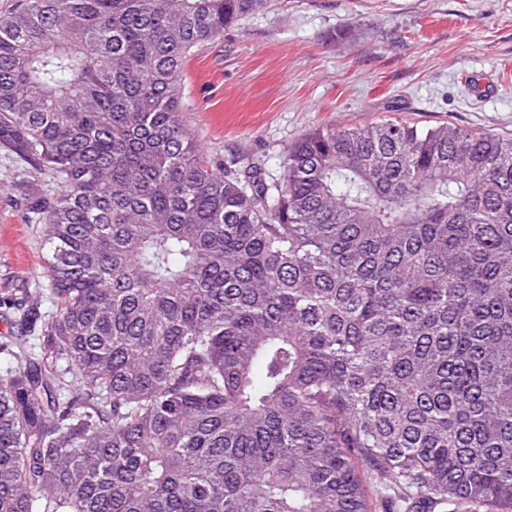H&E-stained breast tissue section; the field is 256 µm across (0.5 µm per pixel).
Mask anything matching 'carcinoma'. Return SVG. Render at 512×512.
Returning a JSON list of instances; mask_svg holds the SVG:
<instances>
[{"mask_svg": "<svg viewBox=\"0 0 512 512\" xmlns=\"http://www.w3.org/2000/svg\"><path fill=\"white\" fill-rule=\"evenodd\" d=\"M268 2L0 15V146L60 187L16 307L41 351L0 339V512H512V136L212 158L185 63Z\"/></svg>", "mask_w": 512, "mask_h": 512, "instance_id": "carcinoma-1", "label": "carcinoma"}]
</instances>
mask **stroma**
Segmentation results:
<instances>
[{"label": "stroma", "mask_w": 512, "mask_h": 512, "mask_svg": "<svg viewBox=\"0 0 512 512\" xmlns=\"http://www.w3.org/2000/svg\"><path fill=\"white\" fill-rule=\"evenodd\" d=\"M182 102L206 153L249 155L274 177L318 126L396 118L511 135L512 0H270L192 53ZM16 167L0 154V298L48 284Z\"/></svg>", "instance_id": "35a3bbf8"}]
</instances>
